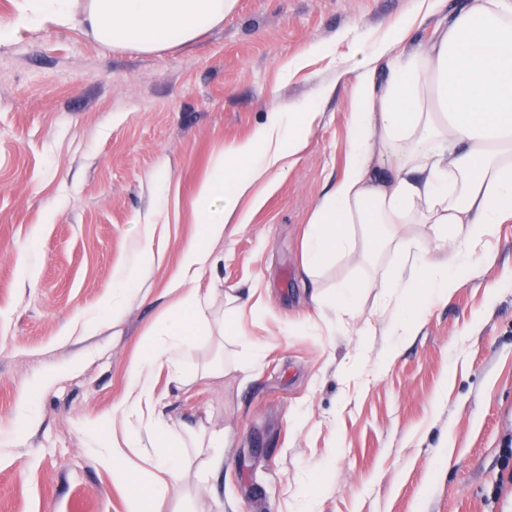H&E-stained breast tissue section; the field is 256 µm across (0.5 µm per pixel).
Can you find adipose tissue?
<instances>
[{"label": "adipose tissue", "instance_id": "ef3b65f1", "mask_svg": "<svg viewBox=\"0 0 512 512\" xmlns=\"http://www.w3.org/2000/svg\"><path fill=\"white\" fill-rule=\"evenodd\" d=\"M236 0H18L15 17L0 25V44L34 26H83L101 44L152 53L194 40L223 23ZM361 59L349 116L348 160L343 175L316 205L305 231L304 270L317 278L328 259L353 257L359 245L400 246L405 258L384 288L397 294V323L414 335L423 302L448 298L460 281L478 274L499 225L512 222V0H471L410 47L384 87ZM315 118L309 105L270 113L252 140L218 155L199 185L195 210L201 234L183 249L168 290L190 313L134 362L123 400L109 427L118 436L95 450L98 465L115 486L133 482L146 493L125 500V512H180L187 494L181 472L205 476L222 463L223 432L198 426L163 428L153 388L155 368L168 367L176 382L224 375L223 359L187 375L182 365L194 348L192 334L223 338L224 323L212 308V292L196 282L211 264L213 245L229 224H246L263 193L273 190L289 161L304 146ZM392 161L390 175L376 160ZM222 201L214 210V201ZM429 224L434 237L406 235Z\"/></svg>", "mask_w": 512, "mask_h": 512}]
</instances>
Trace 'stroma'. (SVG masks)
Listing matches in <instances>:
<instances>
[{
  "label": "stroma",
  "instance_id": "stroma-1",
  "mask_svg": "<svg viewBox=\"0 0 512 512\" xmlns=\"http://www.w3.org/2000/svg\"><path fill=\"white\" fill-rule=\"evenodd\" d=\"M420 4L238 0L220 27L154 54L80 26L0 45V512H125L91 443L175 315L166 288L198 231L196 190L218 153L308 101L302 151L200 281L246 301L224 327L230 375L181 389L154 373L165 425L224 431L223 464L185 484L205 512H301L313 480L316 512H512V493H494L512 441V223L413 336L392 333L396 298L377 286L394 249L303 274L304 229L347 162L358 48ZM148 224L144 294L128 271ZM350 279L372 286L339 326Z\"/></svg>",
  "mask_w": 512,
  "mask_h": 512
}]
</instances>
